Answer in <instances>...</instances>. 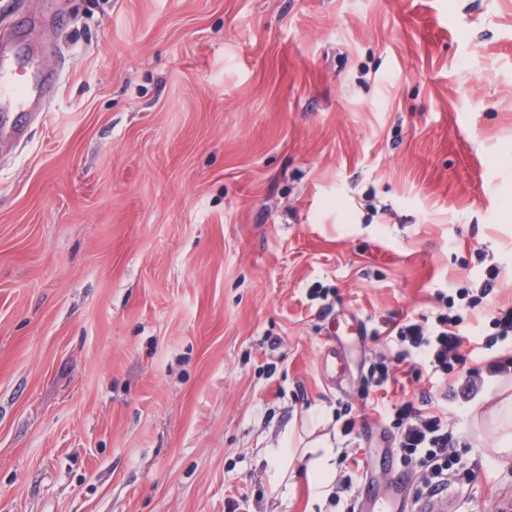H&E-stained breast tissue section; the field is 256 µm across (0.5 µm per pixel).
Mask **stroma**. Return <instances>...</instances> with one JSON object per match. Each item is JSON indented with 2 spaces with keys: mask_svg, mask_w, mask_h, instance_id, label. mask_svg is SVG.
I'll use <instances>...</instances> for the list:
<instances>
[{
  "mask_svg": "<svg viewBox=\"0 0 512 512\" xmlns=\"http://www.w3.org/2000/svg\"><path fill=\"white\" fill-rule=\"evenodd\" d=\"M5 34L51 83L0 143V512H343L307 442L383 481L387 410L427 398L460 437L446 512L512 500V375L465 404L420 359L383 403L361 386L492 268L462 350L501 353L512 0H0ZM336 315L369 330L338 384ZM335 331L328 332V346L321 357V364L332 382L344 376L346 368V356L342 349L333 342ZM321 451V454L311 465L308 477L319 490L327 492L333 480V467L330 464L331 459L336 457V450L329 443H323L317 447L314 452Z\"/></svg>",
  "mask_w": 512,
  "mask_h": 512,
  "instance_id": "obj_1",
  "label": "stroma"
}]
</instances>
